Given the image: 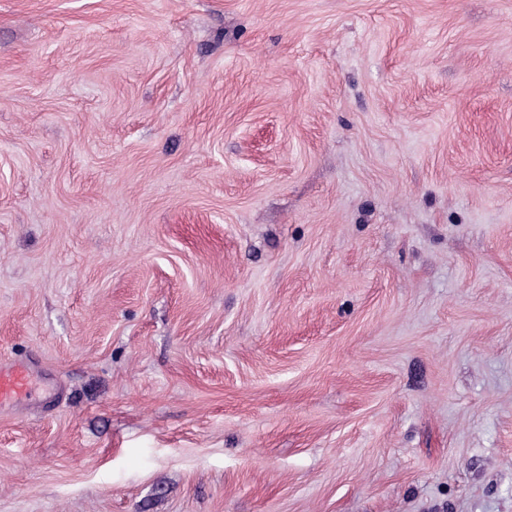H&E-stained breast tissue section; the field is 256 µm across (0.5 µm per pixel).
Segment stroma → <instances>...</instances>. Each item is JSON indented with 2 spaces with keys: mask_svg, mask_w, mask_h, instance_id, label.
Segmentation results:
<instances>
[{
  "mask_svg": "<svg viewBox=\"0 0 512 512\" xmlns=\"http://www.w3.org/2000/svg\"><path fill=\"white\" fill-rule=\"evenodd\" d=\"M0 512H512V0H0ZM35 364L32 361H0V409L30 399L34 388Z\"/></svg>",
  "mask_w": 512,
  "mask_h": 512,
  "instance_id": "35a3bbf8",
  "label": "stroma"
}]
</instances>
